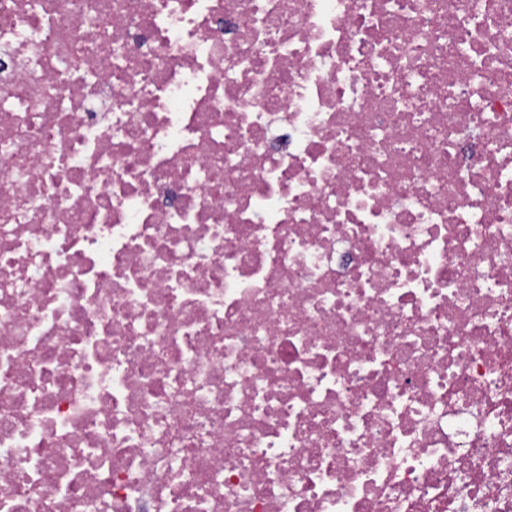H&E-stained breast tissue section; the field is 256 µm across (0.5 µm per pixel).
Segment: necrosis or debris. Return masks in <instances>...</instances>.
I'll return each instance as SVG.
<instances>
[{"mask_svg":"<svg viewBox=\"0 0 512 512\" xmlns=\"http://www.w3.org/2000/svg\"><path fill=\"white\" fill-rule=\"evenodd\" d=\"M0 512H512V0H0Z\"/></svg>","mask_w":512,"mask_h":512,"instance_id":"4bbe7bcc","label":"necrosis or debris"}]
</instances>
